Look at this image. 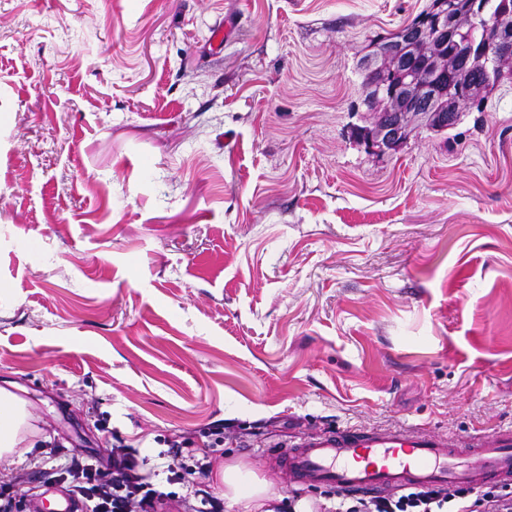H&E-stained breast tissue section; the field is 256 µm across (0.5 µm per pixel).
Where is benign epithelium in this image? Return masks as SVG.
<instances>
[{
  "label": "benign epithelium",
  "mask_w": 512,
  "mask_h": 512,
  "mask_svg": "<svg viewBox=\"0 0 512 512\" xmlns=\"http://www.w3.org/2000/svg\"><path fill=\"white\" fill-rule=\"evenodd\" d=\"M467 15L472 28L460 29ZM479 0H438L422 25L408 24L401 40L377 47L378 63L366 65L365 97L376 119L362 138L374 153L397 148L412 121L435 130L448 129L460 111L475 103L480 88L464 74L472 59H512V31L497 29L487 38Z\"/></svg>",
  "instance_id": "benign-epithelium-1"
}]
</instances>
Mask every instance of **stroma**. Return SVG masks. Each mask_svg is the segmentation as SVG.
Instances as JSON below:
<instances>
[{
  "label": "stroma",
  "instance_id": "obj_1",
  "mask_svg": "<svg viewBox=\"0 0 512 512\" xmlns=\"http://www.w3.org/2000/svg\"><path fill=\"white\" fill-rule=\"evenodd\" d=\"M431 0H0V478L48 442L155 470L223 437L512 428V64L482 109L369 153L361 62ZM233 26L222 47L211 27ZM10 407L4 415L2 406ZM27 401L6 387L0 386V459L10 457L21 442L27 426Z\"/></svg>",
  "mask_w": 512,
  "mask_h": 512
}]
</instances>
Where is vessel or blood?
I'll return each instance as SVG.
<instances>
[{"label": "vessel or blood", "instance_id": "1", "mask_svg": "<svg viewBox=\"0 0 512 512\" xmlns=\"http://www.w3.org/2000/svg\"><path fill=\"white\" fill-rule=\"evenodd\" d=\"M293 482L347 493L413 487L448 490L512 482V430L465 440L408 429L327 430L275 449Z\"/></svg>", "mask_w": 512, "mask_h": 512}]
</instances>
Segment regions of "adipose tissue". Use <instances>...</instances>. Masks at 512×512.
I'll use <instances>...</instances> for the list:
<instances>
[{
	"instance_id": "adipose-tissue-1",
	"label": "adipose tissue",
	"mask_w": 512,
	"mask_h": 512,
	"mask_svg": "<svg viewBox=\"0 0 512 512\" xmlns=\"http://www.w3.org/2000/svg\"><path fill=\"white\" fill-rule=\"evenodd\" d=\"M9 406L10 414L0 413V459L10 457L21 442L27 426V402L8 388L0 386V406ZM217 478L224 486V497L243 505L245 512H278L282 495L269 490L266 481L241 462L218 466Z\"/></svg>"
}]
</instances>
